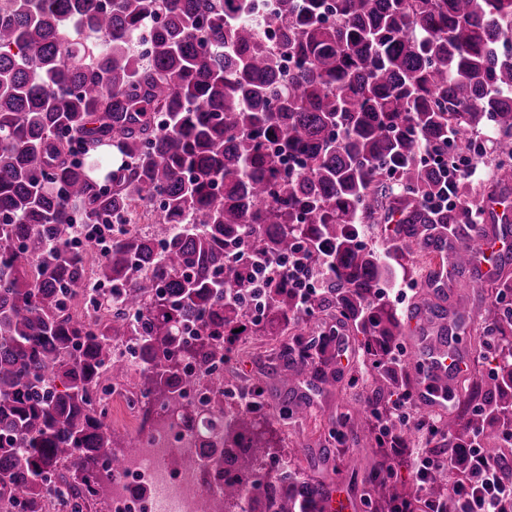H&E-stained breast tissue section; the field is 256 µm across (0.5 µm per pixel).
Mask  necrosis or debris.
<instances>
[{"label":"necrosis or debris","instance_id":"obj_1","mask_svg":"<svg viewBox=\"0 0 512 512\" xmlns=\"http://www.w3.org/2000/svg\"><path fill=\"white\" fill-rule=\"evenodd\" d=\"M93 399L117 414L119 423L138 439L136 447L124 450L120 471H113L106 460L99 466L113 473L94 485L107 500L108 512H198L203 497L223 498L224 482L215 475L214 455L224 449V415L240 408L241 399L210 392L207 412L175 421L165 416L143 419L139 398L126 383H109ZM189 449L199 455V466L174 468V459Z\"/></svg>","mask_w":512,"mask_h":512}]
</instances>
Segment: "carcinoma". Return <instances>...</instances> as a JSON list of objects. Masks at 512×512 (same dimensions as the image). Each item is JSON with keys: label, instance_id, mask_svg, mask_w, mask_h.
Instances as JSON below:
<instances>
[{"label": "carcinoma", "instance_id": "obj_1", "mask_svg": "<svg viewBox=\"0 0 512 512\" xmlns=\"http://www.w3.org/2000/svg\"><path fill=\"white\" fill-rule=\"evenodd\" d=\"M474 132L493 179L471 200L448 169L461 206L429 213L448 139L468 156ZM510 190L512 0H0V512H36L50 478L79 500L117 458L92 399L105 377L132 382L146 417L182 415L187 390L225 386L210 366L229 367L237 343L288 336L283 380L336 383L313 365L324 345L289 276L265 269L301 246L332 254L310 309L362 335L365 375H384L375 353L403 336L378 298L391 269L434 277L445 256L429 226L468 224L467 207ZM382 217L409 226L388 254L356 239ZM111 224L87 264L80 229ZM103 284L121 310L97 324L71 313ZM482 333L512 359V306L492 300ZM127 339L136 366L114 352ZM252 391L224 420V512L246 494V512H323L326 484L272 470L289 422L340 443L366 425L378 499L387 512L412 499L380 480L405 461L375 429L381 390L326 425L288 392L272 416ZM485 399L494 411L472 424L493 456L512 367ZM436 435L445 449L463 430L450 418Z\"/></svg>", "mask_w": 512, "mask_h": 512}]
</instances>
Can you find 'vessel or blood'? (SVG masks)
<instances>
[{
    "mask_svg": "<svg viewBox=\"0 0 512 512\" xmlns=\"http://www.w3.org/2000/svg\"><path fill=\"white\" fill-rule=\"evenodd\" d=\"M512 219V202L487 200L482 204V222L477 232L462 242L469 261L480 276H497L499 264L512 255V234L502 225ZM427 311L411 308L406 318V348L414 372V403L423 413L450 412L456 398L459 370L469 361L464 336L449 339L445 327L430 328Z\"/></svg>",
    "mask_w": 512,
    "mask_h": 512,
    "instance_id": "b4317fda",
    "label": "vessel or blood"
}]
</instances>
